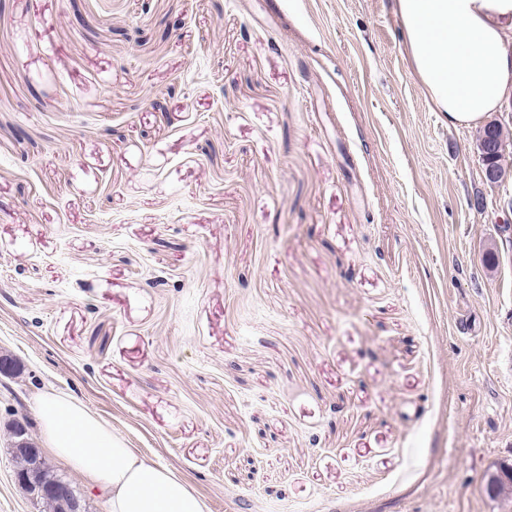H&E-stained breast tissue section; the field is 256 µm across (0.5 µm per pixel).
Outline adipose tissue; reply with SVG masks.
<instances>
[{"label": "adipose tissue", "mask_w": 512, "mask_h": 512, "mask_svg": "<svg viewBox=\"0 0 512 512\" xmlns=\"http://www.w3.org/2000/svg\"><path fill=\"white\" fill-rule=\"evenodd\" d=\"M413 66L449 124L472 126L512 95V0H396ZM43 441L107 492L105 512H207L168 469L128 448L82 403L48 392L35 403Z\"/></svg>", "instance_id": "ef3b65f1"}]
</instances>
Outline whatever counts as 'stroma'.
Segmentation results:
<instances>
[{"label": "stroma", "mask_w": 512, "mask_h": 512, "mask_svg": "<svg viewBox=\"0 0 512 512\" xmlns=\"http://www.w3.org/2000/svg\"><path fill=\"white\" fill-rule=\"evenodd\" d=\"M478 134L394 0H0V512L48 387L209 512H512Z\"/></svg>", "instance_id": "obj_1"}]
</instances>
